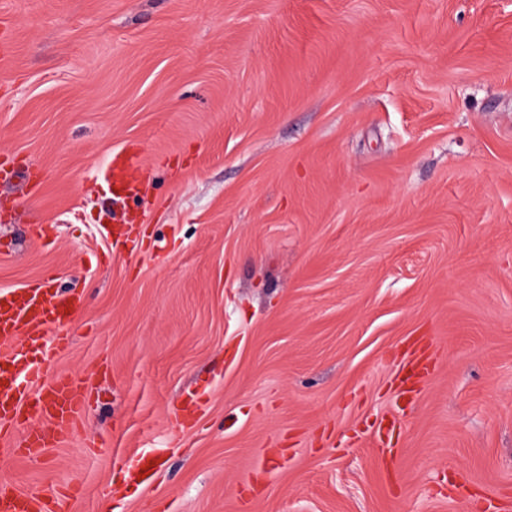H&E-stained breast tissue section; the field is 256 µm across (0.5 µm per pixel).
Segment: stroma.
Wrapping results in <instances>:
<instances>
[{
	"mask_svg": "<svg viewBox=\"0 0 512 512\" xmlns=\"http://www.w3.org/2000/svg\"><path fill=\"white\" fill-rule=\"evenodd\" d=\"M6 41L0 290L82 292L52 371L87 408L40 456L0 441V484L512 512V0H0ZM139 168L138 162L128 156H123L120 163L113 167L110 165L104 179L115 203L125 201L140 192V180L137 176ZM156 455L147 452L134 453L130 458L124 462V467L127 468L128 476L132 480H138V476L145 474V477L154 469L156 462ZM150 464V468H147Z\"/></svg>",
	"mask_w": 512,
	"mask_h": 512,
	"instance_id": "stroma-1",
	"label": "stroma"
}]
</instances>
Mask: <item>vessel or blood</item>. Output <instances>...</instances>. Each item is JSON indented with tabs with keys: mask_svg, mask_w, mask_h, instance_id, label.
<instances>
[{
	"mask_svg": "<svg viewBox=\"0 0 512 512\" xmlns=\"http://www.w3.org/2000/svg\"><path fill=\"white\" fill-rule=\"evenodd\" d=\"M139 164L131 157L108 168L104 179L113 201L140 191ZM76 293H59L40 279L20 289L0 290V423L25 431L17 453L42 454L61 436L75 431L85 409L64 374L48 377L50 363L66 352L70 337L59 335L82 306ZM0 512H46L40 498L0 489Z\"/></svg>",
	"mask_w": 512,
	"mask_h": 512,
	"instance_id": "b4317fda",
	"label": "vessel or blood"
}]
</instances>
